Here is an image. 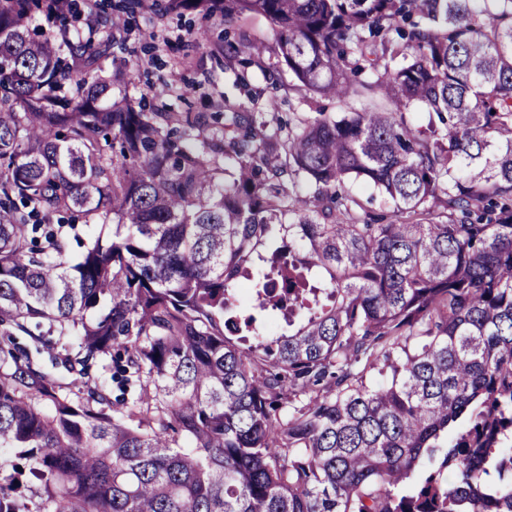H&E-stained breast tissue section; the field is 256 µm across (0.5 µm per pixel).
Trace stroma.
Masks as SVG:
<instances>
[{
    "instance_id": "35a3bbf8",
    "label": "stroma",
    "mask_w": 512,
    "mask_h": 512,
    "mask_svg": "<svg viewBox=\"0 0 512 512\" xmlns=\"http://www.w3.org/2000/svg\"><path fill=\"white\" fill-rule=\"evenodd\" d=\"M164 0H143L138 27L114 33L109 70L125 72L124 90L168 111L210 115L218 107L229 112H259L269 122L318 113L362 109L359 99L338 103L298 88L287 68L265 78L263 66L274 63L275 33L265 17L252 14L225 25L217 17L163 9ZM259 48L251 65L224 55L225 38Z\"/></svg>"
}]
</instances>
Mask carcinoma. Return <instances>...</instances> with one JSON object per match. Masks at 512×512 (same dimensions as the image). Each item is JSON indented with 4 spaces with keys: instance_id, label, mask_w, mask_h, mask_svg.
<instances>
[{
    "instance_id": "1",
    "label": "carcinoma",
    "mask_w": 512,
    "mask_h": 512,
    "mask_svg": "<svg viewBox=\"0 0 512 512\" xmlns=\"http://www.w3.org/2000/svg\"><path fill=\"white\" fill-rule=\"evenodd\" d=\"M168 7L387 105L206 135L112 94L140 0H0V512H512V0ZM353 193L363 204L365 209L373 215H389L392 208L389 204L385 203L380 195L375 193L371 188L357 183L353 187ZM373 197V199H371Z\"/></svg>"
}]
</instances>
